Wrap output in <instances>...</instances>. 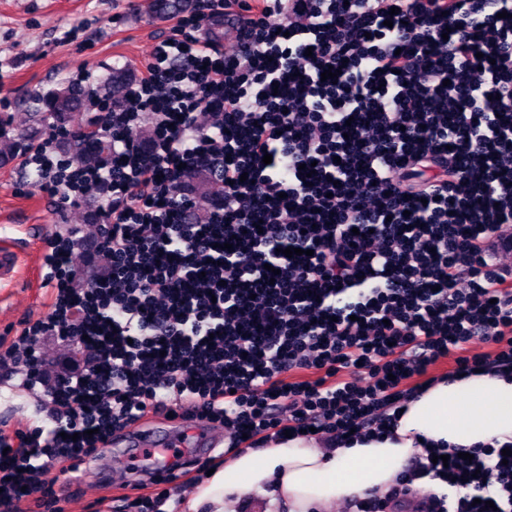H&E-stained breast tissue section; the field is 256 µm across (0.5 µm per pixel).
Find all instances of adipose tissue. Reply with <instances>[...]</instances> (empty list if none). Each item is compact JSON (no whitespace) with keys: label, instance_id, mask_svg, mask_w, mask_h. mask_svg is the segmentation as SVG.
<instances>
[{"label":"adipose tissue","instance_id":"1","mask_svg":"<svg viewBox=\"0 0 512 512\" xmlns=\"http://www.w3.org/2000/svg\"><path fill=\"white\" fill-rule=\"evenodd\" d=\"M512 442V375L483 372L440 383L411 399L393 439L339 443L297 438L216 465L197 487L188 512H234L245 499L264 512H310L320 503L395 485L407 460L429 448H474Z\"/></svg>","mask_w":512,"mask_h":512}]
</instances>
